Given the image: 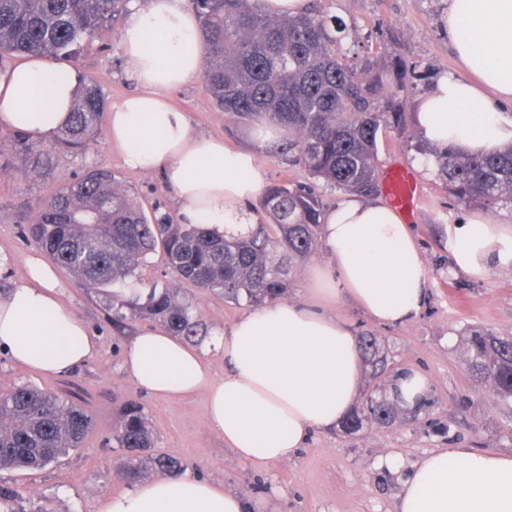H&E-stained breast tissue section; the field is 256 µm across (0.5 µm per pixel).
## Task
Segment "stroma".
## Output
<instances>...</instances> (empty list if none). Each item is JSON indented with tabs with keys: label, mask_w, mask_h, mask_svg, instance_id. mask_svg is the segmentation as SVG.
<instances>
[{
	"label": "stroma",
	"mask_w": 512,
	"mask_h": 512,
	"mask_svg": "<svg viewBox=\"0 0 512 512\" xmlns=\"http://www.w3.org/2000/svg\"><path fill=\"white\" fill-rule=\"evenodd\" d=\"M313 4L346 24L347 35L337 52L358 64L371 60L406 115L404 130L389 133L381 142L377 171L385 173L399 163L413 172L421 202L411 229L429 273L426 302L406 325L377 324L347 302L336 312L352 322L356 333L377 336L396 367L418 370L429 379V407L420 416L400 418L387 427L367 426L353 435L338 428L314 433L306 448L285 463L243 462L209 428L202 395L168 401L135 386L122 369V357L144 320L114 324L111 288L85 286L60 266L56 274L64 287L62 299L96 336L97 348L82 366L62 376L20 366L0 351V388L25 382L78 394L93 427L83 448L57 463L41 470L0 471L1 485L22 488L25 512H99L101 501L127 488L117 469L119 454L108 441L131 400L141 404L152 425L156 453L182 460L199 476L226 489L264 500L269 512H395L397 479L378 468L380 458L395 455L409 463L427 451L456 444L487 452L512 451V406L476 386L463 364L469 328L512 335V272L496 269L473 278L453 268L454 229L481 206L458 202L438 177L424 176L419 169L420 162L436 163L440 149L424 144L414 112L434 79L457 67L448 37V0ZM119 31V25H107L100 38L67 65L73 74L94 79L110 101L135 87L126 72ZM170 97L188 112L198 131L222 137L235 147L247 146L248 125L213 106L203 79L173 89ZM90 167L111 170L146 214L177 215L160 171L126 169L104 132L88 154L59 155L51 177L0 174V252L9 256L8 266L0 269V289L23 275L27 256L40 252L23 233L32 207ZM137 273L144 285L173 289L213 331L229 328L252 309L250 303L228 302L174 278L159 253L141 263Z\"/></svg>",
	"instance_id": "35a3bbf8"
}]
</instances>
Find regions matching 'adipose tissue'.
I'll return each mask as SVG.
<instances>
[{"label":"adipose tissue","instance_id":"1","mask_svg":"<svg viewBox=\"0 0 512 512\" xmlns=\"http://www.w3.org/2000/svg\"><path fill=\"white\" fill-rule=\"evenodd\" d=\"M448 35L458 67L421 100L414 122L431 143L462 154L512 144V0H448ZM132 93L111 102L108 138L134 171L160 170L185 224H249V205L266 189L261 157L285 139L261 123L232 149L198 132L169 92L203 71L195 14L184 0H131L119 32ZM77 80L47 57L0 73V129L51 139L66 123ZM326 265L313 269L316 298L282 300L238 318L210 343L224 358L214 377L201 347L163 327H144L126 345L122 368L148 394L204 397L209 428L244 461L285 463L312 433L338 425L363 377L359 338L334 314L348 301L380 325L402 326L421 310L428 271L408 224L385 203L348 194L326 216ZM456 269L481 278L512 268V226L470 215L456 231ZM97 341L61 299L54 268L32 258L26 274L0 291V350L18 364L61 376L84 363ZM398 474L397 512H512V452L442 448ZM242 494L183 470L142 481L104 499L99 512H253Z\"/></svg>","mask_w":512,"mask_h":512}]
</instances>
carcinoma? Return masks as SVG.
I'll list each match as a JSON object with an SVG mask.
<instances>
[{
	"instance_id": "1",
	"label": "carcinoma",
	"mask_w": 512,
	"mask_h": 512,
	"mask_svg": "<svg viewBox=\"0 0 512 512\" xmlns=\"http://www.w3.org/2000/svg\"><path fill=\"white\" fill-rule=\"evenodd\" d=\"M199 20L205 66L203 79L213 105L244 124L275 121L295 132L280 148L288 165L302 168L310 184L278 182L260 197L269 223L246 233L216 225L181 224L167 214L148 219L111 171L96 168L39 200L26 233L56 263L93 287L118 286L135 297L120 303L115 320L152 318L191 342L208 327L168 287L138 288L137 269L162 248L180 280L218 291L235 303L262 306L286 298L293 265L318 246L325 203L317 183L330 190L373 196L380 140L401 129L404 113L380 93L378 75L367 85L357 67L336 53L346 26L313 10L294 17L267 13L260 0H191ZM125 0H0V72L16 55L72 60L119 16ZM107 99L92 80L79 79L68 122L42 147L20 131L0 135V172L50 176L59 153L84 155L95 142ZM439 178L455 199L487 208L512 207V147L495 155L438 157ZM360 351L373 380L388 385L400 374L382 354L378 338L361 336ZM466 369L501 400H512V336L482 328L469 331ZM415 408L399 405L373 388L342 422L354 434L366 425L387 426ZM92 419L72 397L29 384L0 389V470L43 469L83 447ZM154 434L141 407L128 403L112 431V447L123 451L130 481L156 473L174 474L183 464L149 453ZM19 488L0 486V512H15Z\"/></svg>"
}]
</instances>
